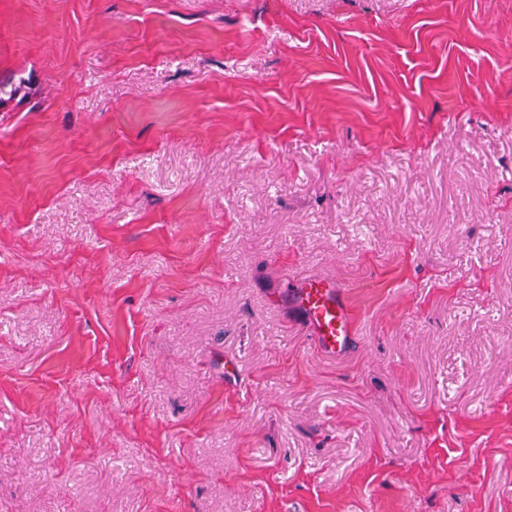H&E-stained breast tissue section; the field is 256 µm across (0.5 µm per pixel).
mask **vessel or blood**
<instances>
[{
	"mask_svg": "<svg viewBox=\"0 0 512 512\" xmlns=\"http://www.w3.org/2000/svg\"><path fill=\"white\" fill-rule=\"evenodd\" d=\"M302 314L314 348L325 359L346 356L356 342L354 314L346 290L325 277L300 280L289 292Z\"/></svg>",
	"mask_w": 512,
	"mask_h": 512,
	"instance_id": "b4317fda",
	"label": "vessel or blood"
}]
</instances>
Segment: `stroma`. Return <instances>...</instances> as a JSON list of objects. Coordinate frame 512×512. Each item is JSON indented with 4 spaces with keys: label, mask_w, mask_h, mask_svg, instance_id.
<instances>
[{
    "label": "stroma",
    "mask_w": 512,
    "mask_h": 512,
    "mask_svg": "<svg viewBox=\"0 0 512 512\" xmlns=\"http://www.w3.org/2000/svg\"><path fill=\"white\" fill-rule=\"evenodd\" d=\"M9 75L0 512H512V0H0ZM346 294L345 288L325 277L302 279L289 291L314 348L327 360L343 358L356 342L354 314Z\"/></svg>",
    "instance_id": "obj_1"
}]
</instances>
